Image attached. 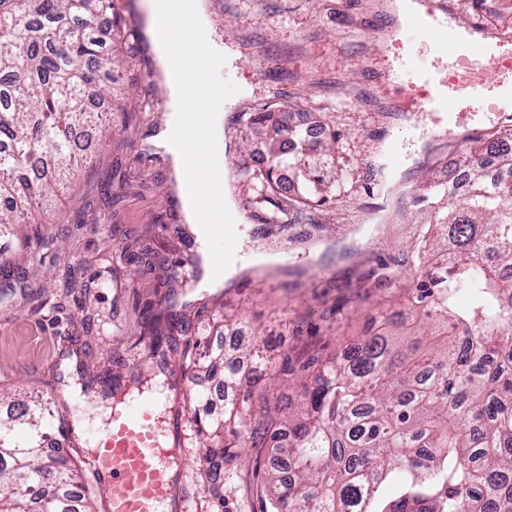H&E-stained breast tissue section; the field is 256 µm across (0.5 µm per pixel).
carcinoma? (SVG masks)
<instances>
[{
	"label": "carcinoma",
	"mask_w": 512,
	"mask_h": 512,
	"mask_svg": "<svg viewBox=\"0 0 512 512\" xmlns=\"http://www.w3.org/2000/svg\"><path fill=\"white\" fill-rule=\"evenodd\" d=\"M142 36L115 0H0V236L28 223L31 208L64 188L86 156L74 131L104 114L90 109L85 89L114 71L95 31ZM268 105L245 112L248 128L274 133L263 171L242 164L253 203L269 205L267 224L314 221L312 182L328 188L336 173L316 174L293 194L276 170L301 167L302 131L274 120ZM489 152L509 175L488 186L471 165ZM461 204L448 187L415 198L428 227L416 254L420 279L405 289L408 315H379L380 328L340 355L298 361L302 404L280 418L248 404L256 377H223L232 397L224 411L194 402L205 420L197 434L223 461L232 448L256 453L251 475L274 490L262 512H512V133L472 141ZM171 282H184V264L155 253ZM140 335L163 367L186 332L161 304L138 311ZM260 334L241 339L239 352L267 371L291 373L288 355H263ZM48 403L0 409V512H92L82 487L85 459L48 462Z\"/></svg>",
	"instance_id": "carcinoma-1"
}]
</instances>
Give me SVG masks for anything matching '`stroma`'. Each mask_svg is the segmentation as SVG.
Returning a JSON list of instances; mask_svg holds the SVG:
<instances>
[{
  "instance_id": "stroma-1",
  "label": "stroma",
  "mask_w": 512,
  "mask_h": 512,
  "mask_svg": "<svg viewBox=\"0 0 512 512\" xmlns=\"http://www.w3.org/2000/svg\"><path fill=\"white\" fill-rule=\"evenodd\" d=\"M212 39L223 60L196 57L197 72L231 99L224 136L232 157L224 180L241 215L237 244L272 260L240 270L221 288L180 287L163 269L116 265L115 253L150 242L171 259L189 260L198 243L178 204L169 161L155 142L167 118V91L150 41L119 52L113 73L117 103L105 130H83L86 167L67 192L16 237L0 240V392L13 400L61 398L76 417L74 437L90 451L102 400L80 393L81 371L100 374L111 354L133 369L151 364L149 342L136 328L137 306L152 299L190 326L181 341L188 356L171 359L185 389L207 386L193 356L219 347L220 312L265 331L272 356L304 358L344 351L364 336L378 307L398 304L402 286L417 280L412 247L422 233L412 204L421 188L456 167L469 140L449 136L428 112L391 107L380 84L393 62L384 36L390 0H205ZM458 19L479 20L492 33L512 36V0H457ZM272 103L323 123L336 134L341 194L314 210L311 224H267L264 207L238 185L239 161L266 147L245 139L236 117ZM402 143L396 178L383 181L380 156ZM333 319H323L324 310ZM192 426L181 451L189 464L179 476L189 512H213ZM249 453L224 464L227 512H261V490L250 485Z\"/></svg>"
}]
</instances>
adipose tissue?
Masks as SVG:
<instances>
[{
    "mask_svg": "<svg viewBox=\"0 0 512 512\" xmlns=\"http://www.w3.org/2000/svg\"><path fill=\"white\" fill-rule=\"evenodd\" d=\"M149 26L172 21L182 16L190 20L188 30L172 32L170 39L153 41V51L163 73L168 90L169 116L156 140L169 155L178 184L183 210L188 223L193 224L203 258L202 281L206 288L223 287L236 272L235 263L218 267L210 259L209 243L218 225L237 218V207L225 198L223 205L202 217L199 211L203 194L223 196L221 176L227 162L228 145L224 139V100L216 91L205 90L208 76H201L199 85L186 80L183 66L189 58L200 53L218 56L219 48L211 39V20L203 0H143ZM204 98V108L194 107L195 98ZM202 163L214 179L208 185L190 180L187 169L192 161Z\"/></svg>",
    "mask_w": 512,
    "mask_h": 512,
    "instance_id": "1",
    "label": "adipose tissue"
}]
</instances>
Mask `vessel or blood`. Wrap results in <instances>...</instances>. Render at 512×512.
Returning a JSON list of instances; mask_svg holds the SVG:
<instances>
[{
    "mask_svg": "<svg viewBox=\"0 0 512 512\" xmlns=\"http://www.w3.org/2000/svg\"><path fill=\"white\" fill-rule=\"evenodd\" d=\"M416 2L414 30L434 62L421 66L410 49L399 52L397 67L385 75L400 90L399 108L447 115L452 126L461 113L483 107L512 112V41L487 44L477 22L454 26L453 0ZM441 60L447 69H438ZM182 427L181 416L159 413L148 402L113 407L104 432L92 437L105 512H160L175 497Z\"/></svg>",
    "mask_w": 512,
    "mask_h": 512,
    "instance_id": "b4317fda",
    "label": "vessel or blood"
}]
</instances>
